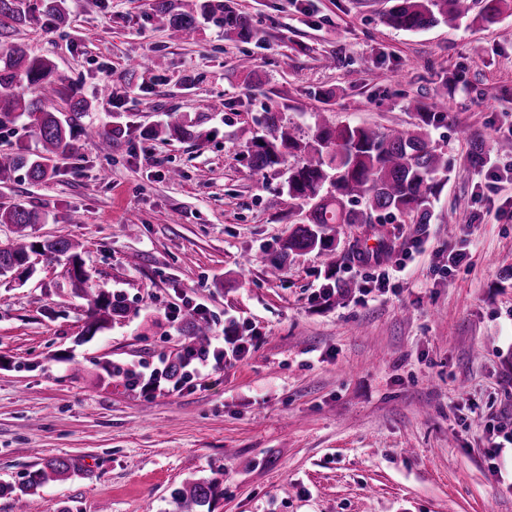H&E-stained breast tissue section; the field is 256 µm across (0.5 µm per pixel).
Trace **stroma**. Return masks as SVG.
Here are the masks:
<instances>
[{
    "mask_svg": "<svg viewBox=\"0 0 512 512\" xmlns=\"http://www.w3.org/2000/svg\"><path fill=\"white\" fill-rule=\"evenodd\" d=\"M236 2L252 41L210 24L170 38L152 0H67L64 27L0 32V51L26 46L92 98L81 125L128 126L109 153L80 135L43 182L0 183V206L39 211L32 236L78 242L129 307L84 343L65 259L34 254L32 273L0 278V484L61 457L77 473L38 488L48 512H179L176 489L212 478L198 512H512V153L496 149L512 138V17L410 33L385 25L389 0ZM246 57L259 87L237 69ZM103 83L112 99H95ZM443 84L433 223L386 225L389 261L331 269L313 251L269 276L300 219L296 159L252 177L242 122L277 110L306 137L318 121L406 128ZM172 111L201 139L141 136ZM462 128L492 147L487 168H468ZM188 298L212 338L247 335L243 359L150 395L104 372L179 356L185 324L164 311Z\"/></svg>",
    "mask_w": 512,
    "mask_h": 512,
    "instance_id": "35a3bbf8",
    "label": "stroma"
}]
</instances>
